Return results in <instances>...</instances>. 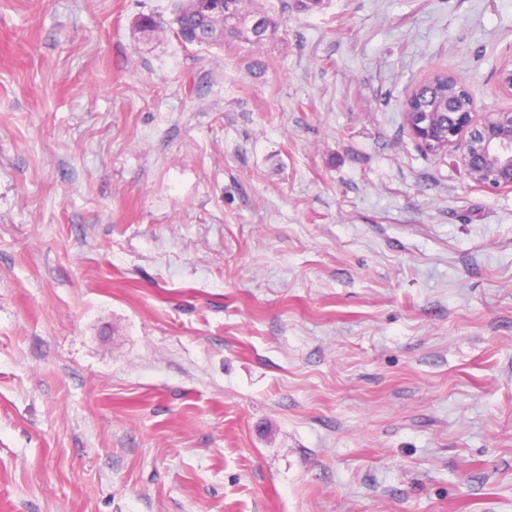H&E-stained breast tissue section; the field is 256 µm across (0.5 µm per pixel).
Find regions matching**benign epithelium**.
Here are the masks:
<instances>
[{"label":"benign epithelium","mask_w":512,"mask_h":512,"mask_svg":"<svg viewBox=\"0 0 512 512\" xmlns=\"http://www.w3.org/2000/svg\"><path fill=\"white\" fill-rule=\"evenodd\" d=\"M415 89L404 101L408 128L425 151L451 150L470 179L489 190L512 187V112H485L476 119L473 105L439 112H417Z\"/></svg>","instance_id":"obj_1"}]
</instances>
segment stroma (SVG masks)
I'll return each mask as SVG.
<instances>
[{
  "instance_id": "stroma-1",
  "label": "stroma",
  "mask_w": 512,
  "mask_h": 512,
  "mask_svg": "<svg viewBox=\"0 0 512 512\" xmlns=\"http://www.w3.org/2000/svg\"><path fill=\"white\" fill-rule=\"evenodd\" d=\"M170 0H0V512H512V0H325L256 47ZM455 81L438 76L430 96L423 94L416 109L422 105L431 112H414L418 89L410 92L404 101V113L414 141L430 153L447 152L451 148L470 179L489 190L512 187V112H484L476 119L473 101L465 86L460 93L469 96L470 104L457 110H448V90H454ZM448 111V112H447ZM444 115L447 121L439 122ZM439 124L448 126V139Z\"/></svg>"
}]
</instances>
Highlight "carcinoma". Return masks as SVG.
Listing matches in <instances>:
<instances>
[{
  "label": "carcinoma",
  "instance_id": "carcinoma-1",
  "mask_svg": "<svg viewBox=\"0 0 512 512\" xmlns=\"http://www.w3.org/2000/svg\"><path fill=\"white\" fill-rule=\"evenodd\" d=\"M252 0H174L170 23L154 16H141L136 28L142 33L172 32L185 47L224 46L227 38L254 45L279 34L282 12L271 6L266 10L249 9ZM456 82L437 77L431 95H422L416 107L425 106L433 112L448 111V91Z\"/></svg>",
  "mask_w": 512,
  "mask_h": 512
}]
</instances>
